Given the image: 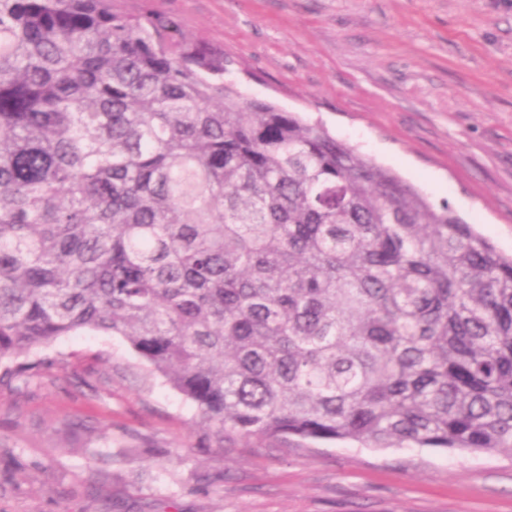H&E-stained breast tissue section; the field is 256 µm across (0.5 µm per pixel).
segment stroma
<instances>
[{
	"label": "stroma",
	"instance_id": "obj_1",
	"mask_svg": "<svg viewBox=\"0 0 512 512\" xmlns=\"http://www.w3.org/2000/svg\"><path fill=\"white\" fill-rule=\"evenodd\" d=\"M177 19L249 97L446 202L512 254V0H112ZM0 381V512H512V457L251 438L209 448L193 404L120 336L82 332Z\"/></svg>",
	"mask_w": 512,
	"mask_h": 512
}]
</instances>
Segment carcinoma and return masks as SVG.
I'll return each mask as SVG.
<instances>
[{
	"label": "carcinoma",
	"mask_w": 512,
	"mask_h": 512,
	"mask_svg": "<svg viewBox=\"0 0 512 512\" xmlns=\"http://www.w3.org/2000/svg\"><path fill=\"white\" fill-rule=\"evenodd\" d=\"M227 66L112 0H0V363L103 332L219 448L512 455V257Z\"/></svg>",
	"instance_id": "cac0c4a2"
}]
</instances>
